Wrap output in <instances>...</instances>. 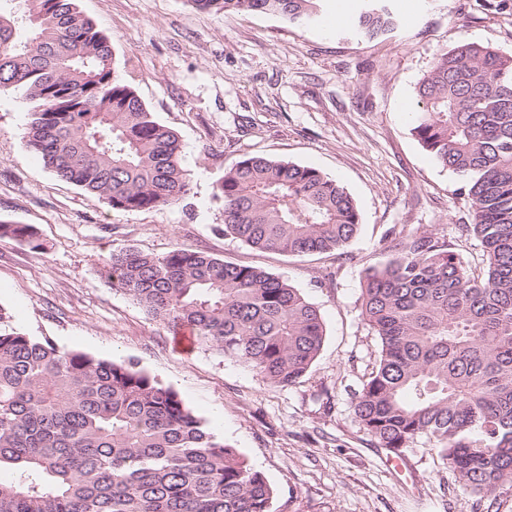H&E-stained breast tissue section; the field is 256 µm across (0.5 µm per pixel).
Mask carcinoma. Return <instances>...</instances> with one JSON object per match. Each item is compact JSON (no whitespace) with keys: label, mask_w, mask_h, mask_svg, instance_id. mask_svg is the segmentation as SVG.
<instances>
[{"label":"carcinoma","mask_w":512,"mask_h":512,"mask_svg":"<svg viewBox=\"0 0 512 512\" xmlns=\"http://www.w3.org/2000/svg\"><path fill=\"white\" fill-rule=\"evenodd\" d=\"M321 0H190L199 10L312 23ZM385 0H363L353 33L394 29ZM32 103L26 148L112 209L178 204L188 193L178 134L115 71L110 38L77 0H0V90ZM413 134L464 181L485 253L479 274L432 232L402 237L362 271L364 320L381 357L355 395L366 433L401 457L419 438L467 495L512 483V54L460 42L418 84ZM224 235L288 256L343 250L357 206L320 170L246 155L216 187ZM45 250L31 224L0 238ZM112 287L171 328L286 387L324 342L318 309L255 266L205 251L134 250L104 260ZM0 512H272L274 490L180 396L137 362L64 351L0 330Z\"/></svg>","instance_id":"obj_1"}]
</instances>
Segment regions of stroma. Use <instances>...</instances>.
I'll return each mask as SVG.
<instances>
[{"label":"stroma","mask_w":512,"mask_h":512,"mask_svg":"<svg viewBox=\"0 0 512 512\" xmlns=\"http://www.w3.org/2000/svg\"><path fill=\"white\" fill-rule=\"evenodd\" d=\"M395 33L367 41L334 21L195 9L190 0H79L112 40L118 76L183 146L189 194L176 206L116 211L57 180L22 139L29 103L0 92V219L35 225L46 246L0 238V307L10 328L60 349L128 359L175 390L274 490L273 512H512V483L474 503L419 440L399 465L358 424L353 399L381 344L361 314V274L393 238L426 229L475 272L484 265L463 180L412 134L416 88L435 57L476 42L512 54V0H388ZM247 154L314 167L344 186L361 216L343 254L288 256L225 237L214 197ZM203 250L265 269L319 310L322 349L277 387L219 351L174 345V332L102 275L110 254Z\"/></svg>","instance_id":"stroma-1"}]
</instances>
